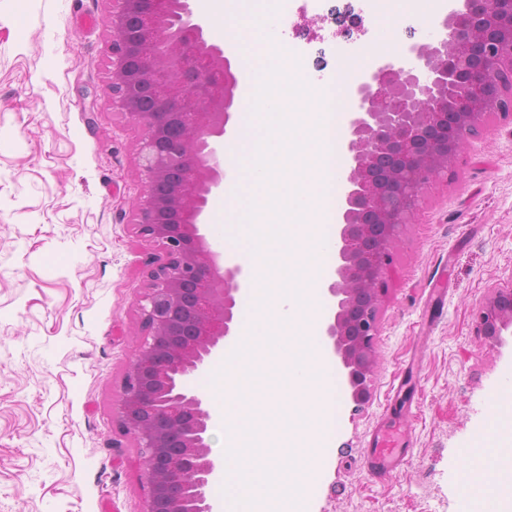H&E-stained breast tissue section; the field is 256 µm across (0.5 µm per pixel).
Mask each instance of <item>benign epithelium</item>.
I'll return each instance as SVG.
<instances>
[{
  "instance_id": "7a95c632",
  "label": "benign epithelium",
  "mask_w": 512,
  "mask_h": 512,
  "mask_svg": "<svg viewBox=\"0 0 512 512\" xmlns=\"http://www.w3.org/2000/svg\"><path fill=\"white\" fill-rule=\"evenodd\" d=\"M108 100L139 132L143 191L133 231L150 243L139 310L148 331L128 364L115 407L140 449L143 512H212L205 399L191 379L224 350L239 265L224 266L202 233L204 197L224 188L221 147L239 79L205 37L191 0H112ZM439 43L411 45L352 89L349 167L339 231L337 298L326 328L348 369L354 401L370 396L376 336L394 276L393 248L423 190L448 175L490 115H512V0H464ZM512 323V278L491 289L473 331L494 345Z\"/></svg>"
}]
</instances>
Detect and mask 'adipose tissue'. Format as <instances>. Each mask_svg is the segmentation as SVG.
<instances>
[{"mask_svg": "<svg viewBox=\"0 0 512 512\" xmlns=\"http://www.w3.org/2000/svg\"><path fill=\"white\" fill-rule=\"evenodd\" d=\"M512 462V377L499 387V397L489 415L481 444L471 446L463 457L470 476L473 512L494 504V512H512V479H504L501 464Z\"/></svg>", "mask_w": 512, "mask_h": 512, "instance_id": "1", "label": "adipose tissue"}]
</instances>
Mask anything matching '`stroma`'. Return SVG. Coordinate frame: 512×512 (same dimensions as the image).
<instances>
[{
	"instance_id": "obj_1",
	"label": "stroma",
	"mask_w": 512,
	"mask_h": 512,
	"mask_svg": "<svg viewBox=\"0 0 512 512\" xmlns=\"http://www.w3.org/2000/svg\"><path fill=\"white\" fill-rule=\"evenodd\" d=\"M110 0H0V512H142L139 450L115 416L146 331L149 243L131 226L139 133L107 101ZM363 0H291L278 35L318 77L370 45ZM369 401L344 369L314 512H458L461 450L512 371L472 334L512 277V121L492 117L423 192L394 248ZM409 462L375 481L373 434Z\"/></svg>"
}]
</instances>
